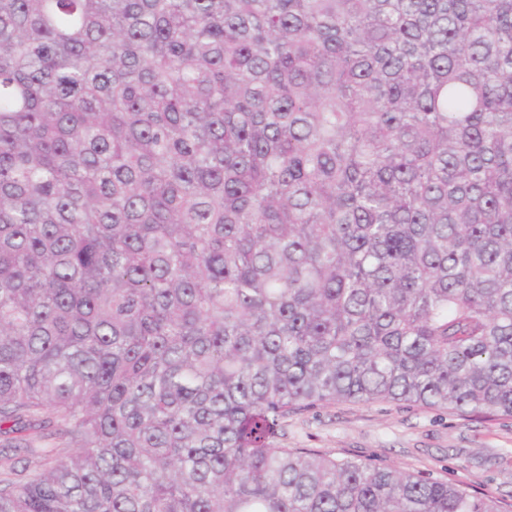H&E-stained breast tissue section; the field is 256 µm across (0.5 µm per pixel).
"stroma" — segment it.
<instances>
[{"label": "stroma", "mask_w": 512, "mask_h": 512, "mask_svg": "<svg viewBox=\"0 0 512 512\" xmlns=\"http://www.w3.org/2000/svg\"><path fill=\"white\" fill-rule=\"evenodd\" d=\"M422 472L512 502V418L477 419L392 402L330 403L289 414L275 440Z\"/></svg>", "instance_id": "obj_1"}]
</instances>
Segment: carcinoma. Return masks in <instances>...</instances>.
<instances>
[{
    "mask_svg": "<svg viewBox=\"0 0 512 512\" xmlns=\"http://www.w3.org/2000/svg\"><path fill=\"white\" fill-rule=\"evenodd\" d=\"M331 402L512 417V0H0V512H512Z\"/></svg>",
    "mask_w": 512,
    "mask_h": 512,
    "instance_id": "carcinoma-1",
    "label": "carcinoma"
}]
</instances>
